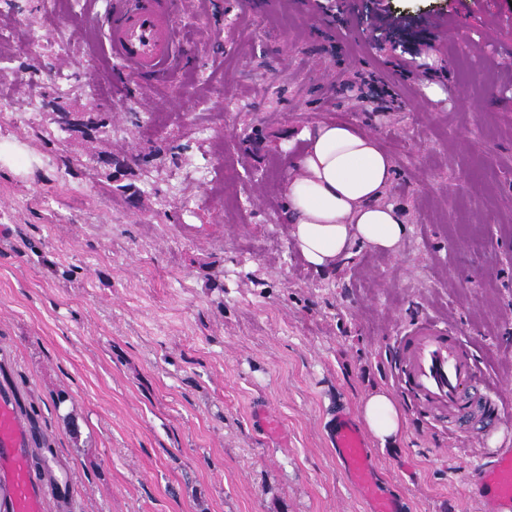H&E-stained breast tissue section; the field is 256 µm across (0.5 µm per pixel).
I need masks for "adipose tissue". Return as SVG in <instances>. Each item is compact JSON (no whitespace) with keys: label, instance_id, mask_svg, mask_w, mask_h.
<instances>
[{"label":"adipose tissue","instance_id":"obj_1","mask_svg":"<svg viewBox=\"0 0 512 512\" xmlns=\"http://www.w3.org/2000/svg\"><path fill=\"white\" fill-rule=\"evenodd\" d=\"M302 140L283 192L291 236L306 263L330 272L358 245L394 252L408 227L399 210L382 201L394 167L381 142L333 117L314 123ZM360 415L383 444L394 441L405 426L398 401L386 390L369 394Z\"/></svg>","mask_w":512,"mask_h":512}]
</instances>
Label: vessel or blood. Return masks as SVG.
<instances>
[{"label":"vessel or blood","instance_id":"vessel-or-blood-1","mask_svg":"<svg viewBox=\"0 0 512 512\" xmlns=\"http://www.w3.org/2000/svg\"><path fill=\"white\" fill-rule=\"evenodd\" d=\"M96 26L113 56L126 69L152 76L169 69L179 44L168 0H104ZM400 378L417 404L439 420L458 421L477 383V365L468 347L448 326L421 321L398 338ZM337 460L370 503V512H402L400 500L380 492L374 450L354 417L338 413L330 423ZM29 433L9 395L0 394V470L7 484L0 491V512H44L49 496H65L66 486L37 483L30 471ZM473 498L487 500L490 512H512V448L477 464L466 486Z\"/></svg>","mask_w":512,"mask_h":512}]
</instances>
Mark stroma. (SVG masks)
I'll return each mask as SVG.
<instances>
[{
	"label": "stroma",
	"instance_id": "35a3bbf8",
	"mask_svg": "<svg viewBox=\"0 0 512 512\" xmlns=\"http://www.w3.org/2000/svg\"><path fill=\"white\" fill-rule=\"evenodd\" d=\"M385 2L450 18L433 75L404 81L307 0H171L181 56L145 79L92 29L100 0H0V392L54 451L38 478L70 489L44 512H367L328 422L380 388L406 419L380 488L483 512L460 491L512 448V406L455 444L401 387L397 339L446 322L481 383H512V0ZM370 71L387 111L346 89ZM326 116L389 151L409 231L318 273L282 185Z\"/></svg>",
	"mask_w": 512,
	"mask_h": 512
}]
</instances>
